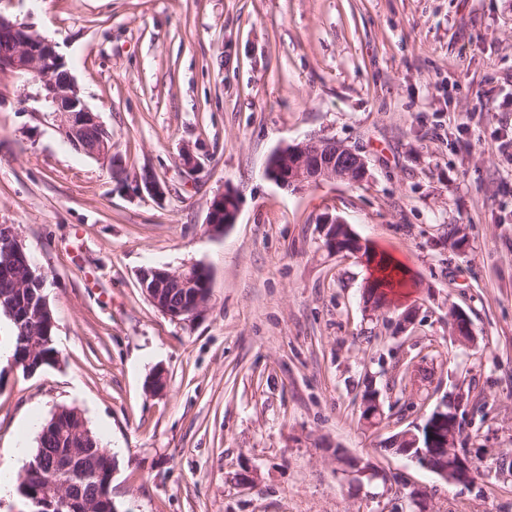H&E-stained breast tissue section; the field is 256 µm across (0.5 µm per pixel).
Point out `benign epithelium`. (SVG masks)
Returning <instances> with one entry per match:
<instances>
[{
	"label": "benign epithelium",
	"mask_w": 512,
	"mask_h": 512,
	"mask_svg": "<svg viewBox=\"0 0 512 512\" xmlns=\"http://www.w3.org/2000/svg\"><path fill=\"white\" fill-rule=\"evenodd\" d=\"M0 34L7 35L11 45L8 53H0V77L23 79L40 85L42 92L36 95V99L42 103L43 111L56 117L64 139L80 152L109 165L111 171H122L125 165L121 158L112 154V136H101L92 144L87 142V131L91 128L101 129L103 125L79 96L80 90L73 76L69 74L65 80H58L57 73L65 66V60L57 45L2 15ZM265 173L281 187L298 190L328 180L355 183L366 176L367 162L364 157L334 140L313 137L275 152L266 164ZM133 190L156 200L165 195L163 184L152 174L135 179ZM238 211L239 202L235 192L226 190L216 196L210 204L207 219L211 231L219 233L226 225L235 223ZM221 214L224 215L222 224L218 223ZM338 223L340 220L335 218L324 225L327 246L340 252H357L354 245L346 244L336 236ZM0 256L6 262L15 257H27L18 234L8 224L0 225ZM205 271L207 268L201 264H193L177 272L154 267L142 270L139 281L155 308L174 321H189L200 312L205 302L198 300L187 310H172L160 301L155 288L148 287V281L159 284L173 280L182 288H191ZM450 320L455 336L462 341L472 338L471 324L465 314L454 311ZM460 405L459 400L453 402L445 417L440 416L443 412L441 406L431 412L426 419L428 440L423 448L419 447V437L410 429L395 435L398 441L406 445L403 455L448 482L472 481L471 462L465 453L456 448L461 435ZM48 502L53 512H76L77 501L61 490L51 492Z\"/></svg>",
	"instance_id": "1"
}]
</instances>
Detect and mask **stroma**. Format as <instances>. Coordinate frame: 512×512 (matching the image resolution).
Wrapping results in <instances>:
<instances>
[{
    "label": "stroma",
    "instance_id": "1",
    "mask_svg": "<svg viewBox=\"0 0 512 512\" xmlns=\"http://www.w3.org/2000/svg\"><path fill=\"white\" fill-rule=\"evenodd\" d=\"M0 15L57 44L129 176L165 187L132 194L32 111L36 86L0 80V224L46 278L58 352L31 374L0 361V465L74 407L116 462L115 512H411L414 487L433 512H512V0H0ZM312 136L363 156L366 178L265 177ZM227 187L239 213L217 235ZM332 218L404 265L375 313L372 265L327 247ZM194 263L210 298L171 320L139 274ZM453 308L473 343L454 340ZM458 395L473 482L388 450ZM340 451L390 484L352 488ZM238 211L239 202L236 193L231 190H224V193L216 196L211 202L207 224H210L211 231L219 233L224 230L226 225L235 223ZM221 213H224V218H220L219 221L223 224H218V217Z\"/></svg>",
    "mask_w": 512,
    "mask_h": 512
}]
</instances>
